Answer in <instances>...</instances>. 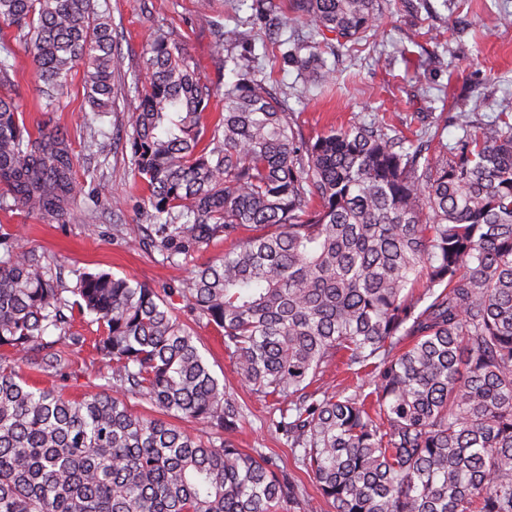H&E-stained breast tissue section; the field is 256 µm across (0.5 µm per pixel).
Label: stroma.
<instances>
[{"label":"stroma","mask_w":512,"mask_h":512,"mask_svg":"<svg viewBox=\"0 0 512 512\" xmlns=\"http://www.w3.org/2000/svg\"><path fill=\"white\" fill-rule=\"evenodd\" d=\"M97 9L111 15L120 46L115 83L123 102L103 122L104 129L118 134L108 155H99L94 145L81 70H74L56 108L46 112L38 105L32 58L24 47L16 49L19 112L31 129L58 127L67 132L78 157L76 180L84 193L65 219L0 211V224L18 233L19 245L43 253L69 285L75 270H107L159 290L179 284L194 266L225 249L220 243L173 265L162 262L154 248L139 244L150 227L139 211V179L130 165L126 100L133 97V84L144 74L145 49L159 25L184 41L201 78L213 83L231 79L215 46V23L242 31L244 38L231 46V53L255 55L257 79L273 95L287 99L295 129L308 140L374 120L389 134L415 140L423 137L434 116L455 114L476 97L484 105L474 114V123L512 113V24L502 22L503 16L512 17V0H382V27L348 44L309 27L270 26L253 16L248 0H212L204 11L196 0H97ZM297 43L318 48L326 65L335 70L334 83H303L294 64L283 58ZM190 328L213 373L224 379L244 407L233 441L274 460L294 479L305 496V512H333L318 494L312 475L296 464L286 439L271 427V419L279 415L272 401L241 384L222 337L212 327L194 321ZM74 329L87 341L72 347L63 373L45 374L29 367L24 373L38 386L79 397L98 392L101 381L90 343L94 326L79 319Z\"/></svg>","instance_id":"stroma-1"}]
</instances>
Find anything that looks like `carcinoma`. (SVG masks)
<instances>
[{
    "label": "carcinoma",
    "mask_w": 512,
    "mask_h": 512,
    "mask_svg": "<svg viewBox=\"0 0 512 512\" xmlns=\"http://www.w3.org/2000/svg\"><path fill=\"white\" fill-rule=\"evenodd\" d=\"M381 0H254L276 21L355 41ZM0 210L63 219L79 194L60 129L17 112L13 45L32 55L44 108L73 70L95 123L118 91L116 37L95 0H0ZM216 47L242 39L215 29ZM300 76L334 71L288 51ZM218 88L159 31L130 119L150 242L169 264L230 243L164 293L107 271L64 286L45 256L0 234V512H301L299 486L227 435L243 408L211 372L171 302L224 339L241 382L278 404L272 421L334 512H512V123L425 152L375 122L305 142L287 100L229 55ZM254 234L240 237L243 230ZM74 299H69V296ZM97 323L102 391L36 387ZM57 331L54 337L48 336ZM364 384L324 381L335 365ZM217 430L194 437L134 412L125 396Z\"/></svg>",
    "instance_id": "cac0c4a2"
}]
</instances>
